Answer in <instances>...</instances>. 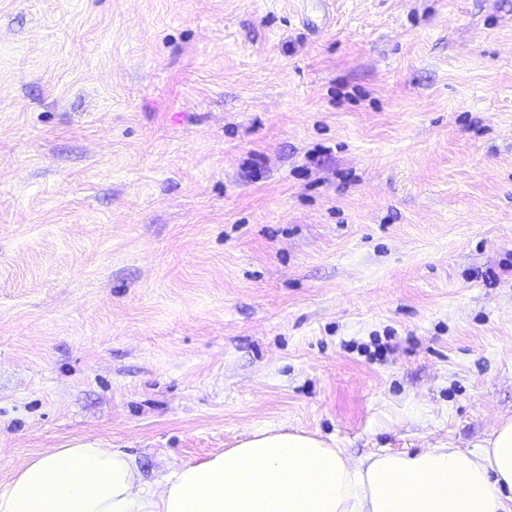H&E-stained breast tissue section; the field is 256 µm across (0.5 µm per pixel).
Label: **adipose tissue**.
I'll list each match as a JSON object with an SVG mask.
<instances>
[{
	"label": "adipose tissue",
	"mask_w": 512,
	"mask_h": 512,
	"mask_svg": "<svg viewBox=\"0 0 512 512\" xmlns=\"http://www.w3.org/2000/svg\"><path fill=\"white\" fill-rule=\"evenodd\" d=\"M161 484L120 448H52L0 488V512H512V420L471 449L356 464L316 435L267 428Z\"/></svg>",
	"instance_id": "obj_1"
}]
</instances>
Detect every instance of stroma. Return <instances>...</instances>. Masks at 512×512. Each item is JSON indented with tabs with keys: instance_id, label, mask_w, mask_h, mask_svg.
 <instances>
[{
	"instance_id": "stroma-1",
	"label": "stroma",
	"mask_w": 512,
	"mask_h": 512,
	"mask_svg": "<svg viewBox=\"0 0 512 512\" xmlns=\"http://www.w3.org/2000/svg\"><path fill=\"white\" fill-rule=\"evenodd\" d=\"M504 419L512 0H0V487Z\"/></svg>"
}]
</instances>
